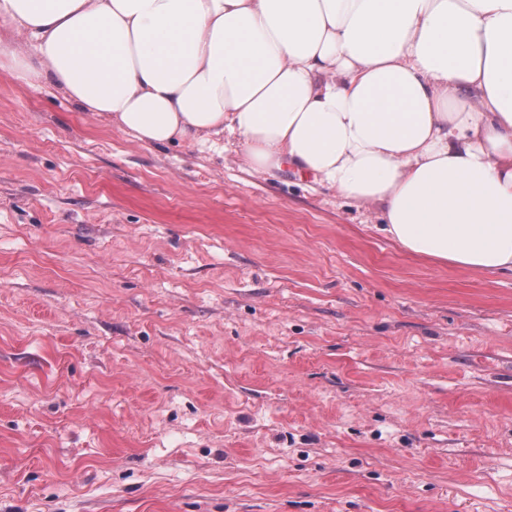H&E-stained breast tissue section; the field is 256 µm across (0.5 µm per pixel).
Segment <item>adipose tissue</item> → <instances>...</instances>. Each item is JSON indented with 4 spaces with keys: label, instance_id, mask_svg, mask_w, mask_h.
<instances>
[{
    "label": "adipose tissue",
    "instance_id": "1",
    "mask_svg": "<svg viewBox=\"0 0 512 512\" xmlns=\"http://www.w3.org/2000/svg\"><path fill=\"white\" fill-rule=\"evenodd\" d=\"M0 68L142 146L233 137L379 206L405 253L512 270V0H0Z\"/></svg>",
    "mask_w": 512,
    "mask_h": 512
}]
</instances>
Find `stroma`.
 <instances>
[{
	"mask_svg": "<svg viewBox=\"0 0 512 512\" xmlns=\"http://www.w3.org/2000/svg\"><path fill=\"white\" fill-rule=\"evenodd\" d=\"M379 215L0 69V512H512V272Z\"/></svg>",
	"mask_w": 512,
	"mask_h": 512,
	"instance_id": "35a3bbf8",
	"label": "stroma"
}]
</instances>
